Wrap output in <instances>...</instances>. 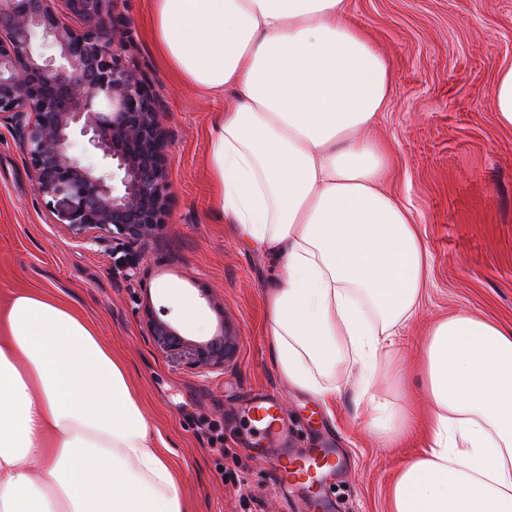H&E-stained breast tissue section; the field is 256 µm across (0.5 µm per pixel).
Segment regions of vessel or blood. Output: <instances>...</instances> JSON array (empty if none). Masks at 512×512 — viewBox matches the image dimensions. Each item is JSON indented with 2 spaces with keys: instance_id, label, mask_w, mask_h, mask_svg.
Masks as SVG:
<instances>
[{
  "instance_id": "vessel-or-blood-1",
  "label": "vessel or blood",
  "mask_w": 512,
  "mask_h": 512,
  "mask_svg": "<svg viewBox=\"0 0 512 512\" xmlns=\"http://www.w3.org/2000/svg\"><path fill=\"white\" fill-rule=\"evenodd\" d=\"M248 412L261 424L262 435L278 444L270 457V464L278 474L281 484L289 485L303 477L312 482L321 479L324 474L323 464L334 459L335 453L332 449L308 448L291 454L287 449L281 448L279 442L283 437V429L276 415L275 403L268 396L258 395Z\"/></svg>"
}]
</instances>
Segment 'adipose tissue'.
<instances>
[{"instance_id": "1", "label": "adipose tissue", "mask_w": 512, "mask_h": 512, "mask_svg": "<svg viewBox=\"0 0 512 512\" xmlns=\"http://www.w3.org/2000/svg\"><path fill=\"white\" fill-rule=\"evenodd\" d=\"M152 40L197 90L231 93L211 132L212 208L280 273L269 348L289 386L336 394L344 362L370 380L422 301L431 256L388 192L386 147L366 132L391 67L348 0H148ZM427 446L399 470L391 512H512V327L466 315L425 344ZM388 441L409 415L361 388ZM0 512H188L126 363L43 291L0 304Z\"/></svg>"}]
</instances>
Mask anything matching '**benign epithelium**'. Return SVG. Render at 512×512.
I'll list each match as a JSON object with an SVG mask.
<instances>
[{
	"instance_id": "1",
	"label": "benign epithelium",
	"mask_w": 512,
	"mask_h": 512,
	"mask_svg": "<svg viewBox=\"0 0 512 512\" xmlns=\"http://www.w3.org/2000/svg\"><path fill=\"white\" fill-rule=\"evenodd\" d=\"M36 34L52 50H32ZM113 0H0V123L18 134L39 196L78 242L131 252L168 224L171 182L159 103L124 55ZM97 169L71 153L75 136ZM146 308L155 348L190 371L222 370L236 345L194 341Z\"/></svg>"
}]
</instances>
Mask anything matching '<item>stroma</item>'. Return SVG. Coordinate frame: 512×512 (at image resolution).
Masks as SVG:
<instances>
[{"mask_svg":"<svg viewBox=\"0 0 512 512\" xmlns=\"http://www.w3.org/2000/svg\"><path fill=\"white\" fill-rule=\"evenodd\" d=\"M348 4L392 70L388 106L369 135L388 147V187L413 210L432 256L422 304L395 337L371 393L421 422L429 404L419 365L432 325L466 313L512 327V129L499 125L491 100L496 76L512 65V0ZM114 10L129 24V59L163 100L170 222L133 256L76 242L38 196L23 147L2 123L0 299L44 290L95 326L126 361L183 478L189 512H309L314 497L328 500L332 512H390L397 473L425 441L417 434L389 447L358 413L347 369L337 372L327 404L279 376L265 332L271 265L209 211L206 158L225 102L180 83L165 65L147 0H115ZM187 302L196 322L183 317ZM149 305L166 307L191 339L235 337L234 357L218 371H186L153 345ZM261 393L280 407L288 450L341 449L342 471L307 490L279 486L269 444L246 412ZM218 437L220 453L212 449Z\"/></svg>","mask_w":512,"mask_h":512,"instance_id":"stroma-1","label":"stroma"}]
</instances>
